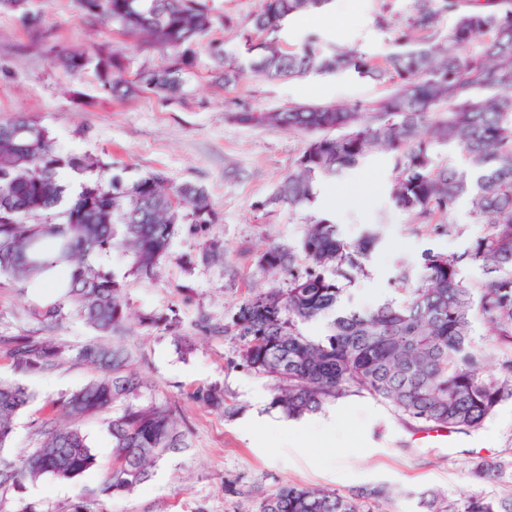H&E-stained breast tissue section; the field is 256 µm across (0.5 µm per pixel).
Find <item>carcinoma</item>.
<instances>
[{
  "mask_svg": "<svg viewBox=\"0 0 512 512\" xmlns=\"http://www.w3.org/2000/svg\"><path fill=\"white\" fill-rule=\"evenodd\" d=\"M329 2L262 0L245 25L240 54L209 42L214 78L226 88L248 74L268 80L353 74L389 86L386 95L362 103L228 106L225 116L235 123L309 136L295 169L258 209L303 207L314 200L318 180L382 152L393 160L390 196L411 223L450 233L454 225L446 219L464 199L485 229L462 253L430 249L420 269L400 264L391 282L394 297L369 310L340 311L341 297L368 275L379 235L370 232L350 243L331 218L312 215L296 244H277L259 256L260 266L284 273L288 286L249 291L224 322V335L238 340L236 366L274 382L271 409L288 418L362 393L417 429L475 432L512 399V0H410L403 13L385 0L377 24L392 34L395 50L381 61L356 50L326 49L314 32L297 50L280 47L279 33L290 17L319 12ZM77 6L168 54L136 80L120 52L105 45L56 55V65L73 76L93 66L100 89L117 99L147 93L180 99L203 40L218 25L238 26L234 17L214 14L207 0H77ZM0 10L15 14L31 42L46 38L44 13L30 0H0ZM447 19L452 24L444 25ZM444 147L456 148L464 165L441 161ZM89 167L87 157L59 152L49 131L27 117L0 121V275L28 285L54 267L73 266L61 297L37 308V316L53 323L74 312L99 335L116 336L125 328L127 303L118 275L98 259L121 248L129 260L124 276L150 279L177 225L201 231L220 216L203 186L169 184L160 172L130 180L114 175L68 194L62 173ZM106 191L112 192L109 211L100 205ZM48 214L59 222L30 223ZM199 257L218 260L223 245L207 239ZM467 264L478 266L485 280L465 282L461 270ZM325 316L331 320L323 335L305 333L306 324ZM141 322L169 330L178 319L174 313L148 314ZM0 346L22 376L48 370L66 355L63 345L31 334L1 339ZM487 350L495 360L491 370L483 363ZM76 358L102 376L52 401L70 425L44 422L40 447L19 466L1 453L15 416L33 395L18 381H0V488L46 474L71 480L92 469L96 455L78 423L115 402L125 407L109 424L112 470L102 495L132 492L163 455L187 447L170 407L137 402L142 382L129 374V351L92 342ZM192 399L206 408L224 407V391L216 387L199 389ZM503 468L478 457L471 474L490 484ZM393 495L385 485L342 493L288 484L263 496L254 512H380ZM416 507L512 512V493L451 499L432 488L419 494Z\"/></svg>",
  "mask_w": 512,
  "mask_h": 512,
  "instance_id": "1",
  "label": "carcinoma"
}]
</instances>
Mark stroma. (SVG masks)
Here are the masks:
<instances>
[{
    "instance_id": "obj_1",
    "label": "stroma",
    "mask_w": 512,
    "mask_h": 512,
    "mask_svg": "<svg viewBox=\"0 0 512 512\" xmlns=\"http://www.w3.org/2000/svg\"><path fill=\"white\" fill-rule=\"evenodd\" d=\"M332 3L334 14H303L285 22L281 47L297 48L307 33L315 32L324 44L377 58L393 50L391 34L376 23L383 0ZM210 4L216 13L240 22L236 28H214L211 39L222 42L227 51H238L240 26L259 9L261 0H210ZM30 5L44 12L50 31L49 38L36 45L15 15L0 12V121L21 114L32 117L49 130L60 152L99 159L100 168L86 175L90 181H107L115 174L129 180L160 171L174 184H200L222 221L204 235L190 232L187 225L177 226L156 276L129 277L123 287L131 318L122 342L135 354L134 372L147 382L139 400L175 407L188 448L165 455L133 492L103 496L101 482L112 465L108 423L123 410L122 404H115L80 423L97 467L73 480L45 475L5 491L0 494V512H71L77 504L89 512H253L263 494L287 483L344 493L387 485L399 494L385 505V512H414L416 491L434 488L455 497L475 490L471 462L478 456L507 462L494 490L512 491V400L503 403L482 429L456 435L452 448L428 443L422 431L407 426L385 404L367 395L304 416L310 426L331 424L335 447H325L314 437L296 441L280 431L283 417L269 408L270 380L232 367L238 345L234 337L219 331L247 290L284 287V275L260 269L258 258L271 245L300 240L310 215L331 216L351 242L370 231L379 233L368 276L343 299L344 306L362 311L392 297L389 280L399 261L418 263L427 249L461 252L480 234L482 227L473 223L464 202L450 217L456 226L452 233L411 223L388 195L392 163L383 154L370 157L340 179L318 181L310 205L269 215L257 210V202L293 170L307 138L226 121L228 101L241 99L262 109L291 103L361 102L384 95L385 86L350 74L276 81L249 75L227 89L211 82V60L203 46L186 78L183 101L143 94L118 102L101 93L92 71L75 77L54 68V52L109 45L122 51L131 74L162 63L164 53L86 17L75 0H31ZM229 163L238 170L236 179L224 176ZM207 237L223 242V263L197 260ZM42 303L35 286L0 277V336H50L70 349L58 366L22 379L34 398L17 416L5 451L15 460L39 447L38 428L50 416L48 401L98 376L72 355L74 349L97 340V333L74 313L57 325L40 320L33 310ZM171 311L179 318L173 332L137 320L143 312ZM203 317L211 330L199 328ZM210 385L223 388V410L193 400L195 390ZM229 478L237 480L240 488L233 497L224 493Z\"/></svg>"
}]
</instances>
